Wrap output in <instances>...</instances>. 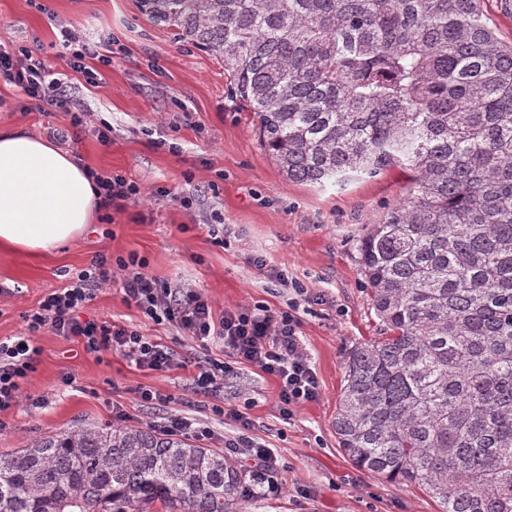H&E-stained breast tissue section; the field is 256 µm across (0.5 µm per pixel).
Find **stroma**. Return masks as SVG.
Listing matches in <instances>:
<instances>
[{"label": "stroma", "mask_w": 512, "mask_h": 512, "mask_svg": "<svg viewBox=\"0 0 512 512\" xmlns=\"http://www.w3.org/2000/svg\"><path fill=\"white\" fill-rule=\"evenodd\" d=\"M63 25L110 50L109 62L96 66L99 86L68 68ZM0 41L66 73L65 95L90 121L75 129L65 150L86 168L123 175L142 191L112 220L88 225L55 255L0 250V283L14 289L0 295V338L23 334L24 313L87 267L96 251L134 254L158 280L204 293L217 313L296 303L320 386L317 400L287 418L276 379L255 366L236 364L220 395H204L194 391L191 369H143L115 352L98 359L76 339L47 330L37 338L41 352L8 415L10 426L0 431V453L15 452L36 436L115 423L123 414L149 425L177 415L194 419L215 431L208 445L218 448L236 429L232 418L213 412L221 403L245 413L252 437L280 458L279 492L250 498L246 512H438L420 488L355 467L333 430L346 356L380 330L357 244L366 226L402 198L399 172L322 186L288 180L265 151L252 113L231 98L223 65L151 22L138 0H0ZM104 124L111 129L106 145L95 132ZM69 125L65 110L28 98L0 76V128L43 137L49 128ZM182 196L192 199L191 210L179 207ZM259 255L304 295L255 267ZM82 316L138 327L189 362L220 355L174 325L146 319L124 302L116 284L98 292ZM142 386L166 394L167 402H140Z\"/></svg>", "instance_id": "1"}]
</instances>
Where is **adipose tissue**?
Returning <instances> with one entry per match:
<instances>
[{"label":"adipose tissue","instance_id":"adipose-tissue-1","mask_svg":"<svg viewBox=\"0 0 512 512\" xmlns=\"http://www.w3.org/2000/svg\"><path fill=\"white\" fill-rule=\"evenodd\" d=\"M99 208L95 182L69 152L0 129V247L48 255L79 239Z\"/></svg>","mask_w":512,"mask_h":512}]
</instances>
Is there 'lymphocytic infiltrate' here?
Listing matches in <instances>:
<instances>
[{
    "mask_svg": "<svg viewBox=\"0 0 512 512\" xmlns=\"http://www.w3.org/2000/svg\"><path fill=\"white\" fill-rule=\"evenodd\" d=\"M0 75L30 98L59 108L67 104L62 95L65 73H51L27 50L0 44ZM94 179L99 204L106 209L122 210L125 202L141 193L136 182L119 174L98 173ZM145 267V261L134 254L114 259L106 253H96L86 268L70 276L66 287L45 294L35 308L26 312L22 335L0 339V431L7 429L5 416L18 406L21 385L34 369L40 353L36 337L43 330L80 338L90 354L119 352L140 368L164 371L181 367L175 351L161 340L129 326L81 318V310L96 298L98 291L114 282L120 283L124 302L137 307L154 323L177 325L203 345L220 347L233 356L230 364L218 359L197 364L191 377L195 389L220 391L225 377L233 374L234 363L240 362L276 378L283 416H292L298 405L319 397L312 358L299 335L296 306L274 311L258 305L217 314L201 292L161 282ZM213 411L219 416L230 414L237 424L235 433L224 440L225 450L251 461L257 486L275 492L269 477L278 471L280 463L273 449L251 436L250 423L239 411H225L219 404Z\"/></svg>",
    "mask_w": 512,
    "mask_h": 512,
    "instance_id": "f902f5d3",
    "label": "lymphocytic infiltrate"
}]
</instances>
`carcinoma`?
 I'll return each mask as SVG.
<instances>
[{
  "instance_id": "carcinoma-1",
  "label": "carcinoma",
  "mask_w": 512,
  "mask_h": 512,
  "mask_svg": "<svg viewBox=\"0 0 512 512\" xmlns=\"http://www.w3.org/2000/svg\"><path fill=\"white\" fill-rule=\"evenodd\" d=\"M224 64L285 176L399 169L358 244L381 335L348 353L333 420L366 472L439 512H512V45L479 0H140ZM247 472L152 425L0 454V512H243Z\"/></svg>"
}]
</instances>
